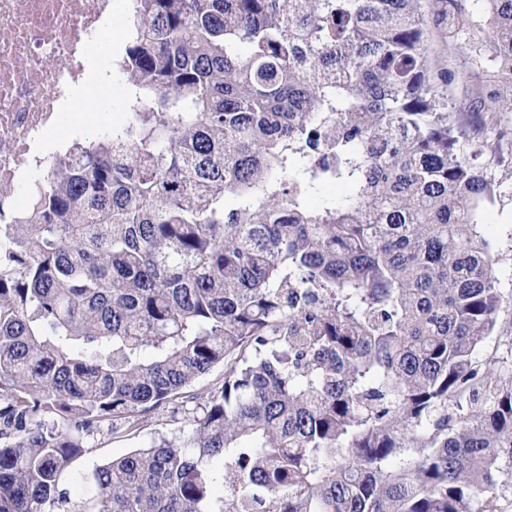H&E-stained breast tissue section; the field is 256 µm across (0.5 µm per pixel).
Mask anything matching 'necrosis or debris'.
<instances>
[{"instance_id":"1","label":"necrosis or debris","mask_w":512,"mask_h":512,"mask_svg":"<svg viewBox=\"0 0 512 512\" xmlns=\"http://www.w3.org/2000/svg\"><path fill=\"white\" fill-rule=\"evenodd\" d=\"M111 32L112 0H0V225L63 160L42 146Z\"/></svg>"}]
</instances>
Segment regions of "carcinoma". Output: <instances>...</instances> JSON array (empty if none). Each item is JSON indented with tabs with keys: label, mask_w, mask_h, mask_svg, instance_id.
Masks as SVG:
<instances>
[{
	"label": "carcinoma",
	"mask_w": 512,
	"mask_h": 512,
	"mask_svg": "<svg viewBox=\"0 0 512 512\" xmlns=\"http://www.w3.org/2000/svg\"><path fill=\"white\" fill-rule=\"evenodd\" d=\"M424 2L130 0L127 121L0 226V512H57L95 434L218 364L87 512H207L220 481L217 512H498L512 386L476 353L512 95L482 79L512 85V0L443 4L455 111Z\"/></svg>",
	"instance_id": "obj_1"
}]
</instances>
